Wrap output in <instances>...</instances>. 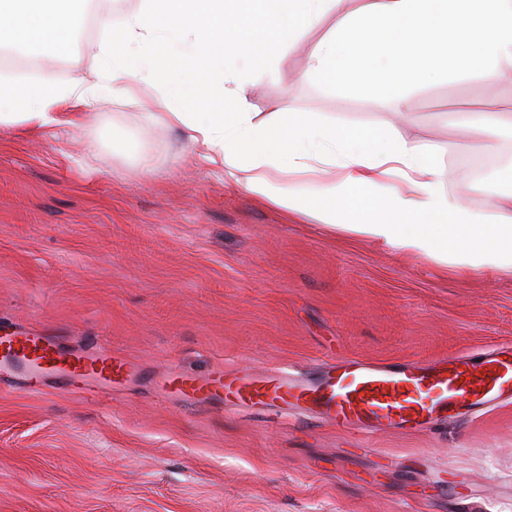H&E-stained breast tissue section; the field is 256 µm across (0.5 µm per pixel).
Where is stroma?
<instances>
[{"label": "stroma", "instance_id": "stroma-1", "mask_svg": "<svg viewBox=\"0 0 512 512\" xmlns=\"http://www.w3.org/2000/svg\"><path fill=\"white\" fill-rule=\"evenodd\" d=\"M140 0H89L73 52L44 63L92 80L104 21ZM328 15L251 77L253 111L397 124L458 139L462 112H496L501 163L474 179L442 156L440 186L483 210L512 193V84L417 87L392 106L302 80ZM137 104L86 106L79 127H0V322L110 348L135 374L109 393L0 389V512H512V404L430 431H344L311 414L201 404L162 391L217 367L314 378L338 357L429 361L512 344V275L443 273L255 200L203 161L141 78Z\"/></svg>", "mask_w": 512, "mask_h": 512}]
</instances>
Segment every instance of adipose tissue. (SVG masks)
<instances>
[{
  "mask_svg": "<svg viewBox=\"0 0 512 512\" xmlns=\"http://www.w3.org/2000/svg\"><path fill=\"white\" fill-rule=\"evenodd\" d=\"M339 0H141L119 26L104 23L99 69L131 98V83L164 80L165 120L184 128L205 159L253 197L372 240L400 257L443 268L512 273V195L485 210L443 191L445 152L485 151L491 112H465L466 144L425 145L397 130L336 126L310 112L256 120L239 63L271 76L274 57L335 10ZM86 0H0V47L63 58L87 20ZM457 76L512 82V0H363L330 27L303 80L404 112L413 87ZM91 101L84 82L43 77L19 90L0 76V126L61 124L57 107ZM230 111H222V103ZM292 173L309 185L289 181Z\"/></svg>",
  "mask_w": 512,
  "mask_h": 512,
  "instance_id": "adipose-tissue-1",
  "label": "adipose tissue"
}]
</instances>
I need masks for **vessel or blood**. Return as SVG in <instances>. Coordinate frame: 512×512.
<instances>
[{
  "instance_id": "1",
  "label": "vessel or blood",
  "mask_w": 512,
  "mask_h": 512,
  "mask_svg": "<svg viewBox=\"0 0 512 512\" xmlns=\"http://www.w3.org/2000/svg\"><path fill=\"white\" fill-rule=\"evenodd\" d=\"M0 356L24 362V378L33 391L51 374L105 389L131 368L108 349L70 351L42 333L9 326L0 328ZM163 386L202 402L221 399L263 411L301 408L344 430L417 432L512 402V344L479 358L462 353L428 362L341 357L325 363L319 378L312 381L285 371L218 369L204 378L173 374Z\"/></svg>"
}]
</instances>
